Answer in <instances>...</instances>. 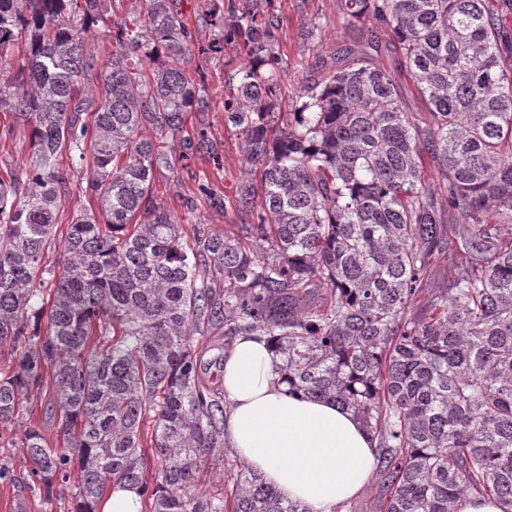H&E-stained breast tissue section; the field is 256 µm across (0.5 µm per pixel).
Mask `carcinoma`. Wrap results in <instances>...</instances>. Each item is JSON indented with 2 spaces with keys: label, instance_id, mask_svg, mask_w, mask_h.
I'll list each match as a JSON object with an SVG mask.
<instances>
[{
  "label": "carcinoma",
  "instance_id": "1",
  "mask_svg": "<svg viewBox=\"0 0 512 512\" xmlns=\"http://www.w3.org/2000/svg\"><path fill=\"white\" fill-rule=\"evenodd\" d=\"M109 2L0 0V110L30 126L28 160L0 178V424L45 397L59 442L25 426L33 487L50 502L76 472L75 512L111 488L138 489L141 512H308L248 469L230 500L197 493L201 468L224 462L225 402L193 341L262 336L280 383L378 440V512H457L468 495L512 512V37L489 0H341L344 28L390 31L427 129L371 34L276 124L277 19L202 0L210 52L246 56L224 121L243 146L232 203L253 222L191 243L154 186L178 161H219L205 126L186 128L208 109L195 42L179 0H144L112 22L101 68L86 34ZM65 153L92 159L82 193L99 213L67 226L54 270ZM445 209L467 259L416 320Z\"/></svg>",
  "mask_w": 512,
  "mask_h": 512
}]
</instances>
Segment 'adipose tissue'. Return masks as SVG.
Segmentation results:
<instances>
[{"label": "adipose tissue", "instance_id": "1", "mask_svg": "<svg viewBox=\"0 0 512 512\" xmlns=\"http://www.w3.org/2000/svg\"><path fill=\"white\" fill-rule=\"evenodd\" d=\"M279 365L264 340H235L222 371L224 430L245 464L284 498L309 512H336L369 483L373 438L352 413L276 384Z\"/></svg>", "mask_w": 512, "mask_h": 512}]
</instances>
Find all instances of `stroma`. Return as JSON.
<instances>
[{
	"label": "stroma",
	"mask_w": 512,
	"mask_h": 512,
	"mask_svg": "<svg viewBox=\"0 0 512 512\" xmlns=\"http://www.w3.org/2000/svg\"><path fill=\"white\" fill-rule=\"evenodd\" d=\"M250 9L257 16L271 14L280 21L274 33L272 50L282 70L274 110L278 121L283 122L306 80L316 75L322 63L331 61L334 53L351 43L353 33L338 21L339 0H252ZM375 35L383 46L380 63L399 78L404 100L413 116L420 124H427L429 114L425 101L408 79L400 53L387 47L390 32L379 28ZM244 61V55L233 43L225 44L218 58L197 54L191 60L192 68L203 74L209 108L203 113H191L187 121L208 127L221 162L215 165L194 158L188 160L186 168L164 169L155 175L157 201L177 217L182 226V235L187 240L194 239L200 228L221 234L251 220L249 212L238 210L232 203L243 165L241 139L224 124L228 79L234 76ZM7 127L12 128L13 133L8 137L0 134V176L18 167L29 155L26 129L17 124L11 113L0 112V131ZM200 177L207 178L213 188L220 191L227 202L226 208L215 209L201 202L194 213L186 212L180 199L195 191L196 180ZM455 221L454 214L444 213L442 250L430 267L427 282L411 311L412 317L419 318L425 314L432 296L447 286L449 278L466 261L456 234ZM23 429V423L13 425L5 433L6 445H0V467L6 471L5 477L0 479V512H72L76 493L74 484L61 486L59 497L49 503L31 487V462L25 449L15 443Z\"/></svg>",
	"instance_id": "obj_1"
}]
</instances>
